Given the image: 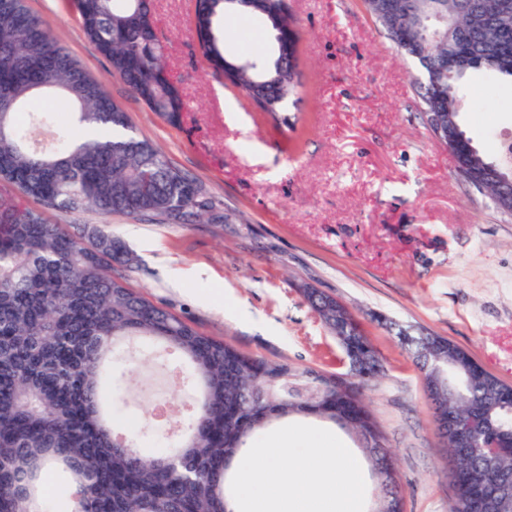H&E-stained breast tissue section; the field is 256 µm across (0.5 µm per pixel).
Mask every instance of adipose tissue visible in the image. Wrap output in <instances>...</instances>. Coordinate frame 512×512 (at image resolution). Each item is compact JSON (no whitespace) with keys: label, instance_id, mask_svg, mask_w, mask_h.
<instances>
[{"label":"adipose tissue","instance_id":"obj_1","mask_svg":"<svg viewBox=\"0 0 512 512\" xmlns=\"http://www.w3.org/2000/svg\"><path fill=\"white\" fill-rule=\"evenodd\" d=\"M285 457L292 468L281 467ZM234 472L248 512H355L362 494L358 458L318 432L287 431L276 446L244 449Z\"/></svg>","mask_w":512,"mask_h":512}]
</instances>
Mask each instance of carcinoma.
Masks as SVG:
<instances>
[{
	"label": "carcinoma",
	"instance_id": "1",
	"mask_svg": "<svg viewBox=\"0 0 512 512\" xmlns=\"http://www.w3.org/2000/svg\"><path fill=\"white\" fill-rule=\"evenodd\" d=\"M367 13L393 46L416 63L418 52L450 59L466 52L462 68L424 70L419 82L421 111L436 112L459 129L466 163L490 168L496 181L476 190L500 210V180L512 181V167L485 155L460 119L467 74L512 79V0H363ZM86 36L130 90L158 116L179 120L184 101L174 83L161 81L163 47L146 4L130 0H75ZM242 9L241 0H196L199 48L215 73L243 96L263 83L261 109L278 120L282 103L302 87L301 71L270 53L257 67H234L224 55L216 22ZM448 16L438 39L419 42V30L433 13ZM261 15L271 36L292 27L284 0H263ZM35 94H53L72 107L78 124L99 134L83 138L55 112H33L25 124L14 116ZM0 180L19 197L0 196V512H50L40 496L43 465L52 461L68 486L83 490L74 512H231L226 475L235 452L271 423L317 414L352 431L372 470L379 512H400L401 497L389 452L362 399L350 402L328 388L320 407L267 385L298 373L288 364L241 358L237 350L198 333L172 312L133 293L112 276V265L134 257L107 229L49 224L25 204L32 198L65 214L94 212L179 221L191 215L197 184L172 167L148 139L132 130L104 85L57 43L26 0H0ZM329 295L308 292L313 310L333 334L343 332L379 371L384 365L361 332L345 328L326 308ZM143 340L179 364L194 389L198 416L188 435L152 457L116 445L112 427V368L128 361L124 348ZM419 369L433 361L422 336H405ZM435 413L457 417L487 409L489 430L512 427V392L491 374L450 395L434 390ZM463 469L483 475L498 493L484 512H512V454L490 456L471 448Z\"/></svg>",
	"mask_w": 512,
	"mask_h": 512
}]
</instances>
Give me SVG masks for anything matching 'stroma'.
Here are the masks:
<instances>
[{
    "mask_svg": "<svg viewBox=\"0 0 512 512\" xmlns=\"http://www.w3.org/2000/svg\"><path fill=\"white\" fill-rule=\"evenodd\" d=\"M195 0H149L165 61L185 110L171 124L136 98L84 35L72 0H26L57 42L127 112L137 135L194 178L220 217L205 223L138 221L114 214L45 211L52 224L106 221L137 261L126 285L203 335L297 371L346 375L348 361L300 291L310 284L342 301L385 363L362 393L393 454L403 512H448L452 462L420 371L398 328L443 336L512 383V220L458 180L425 128L414 66L366 15L362 0H288L297 19L304 86L275 125L218 77L202 57ZM225 49L257 57L270 48L255 16L219 24ZM480 150L512 142V83L472 74L462 114ZM131 371L116 381L129 397L115 431L141 453L166 446L186 417L182 375L135 341ZM356 436L316 418L283 428Z\"/></svg>",
    "mask_w": 512,
    "mask_h": 512,
    "instance_id": "stroma-1",
    "label": "stroma"
}]
</instances>
